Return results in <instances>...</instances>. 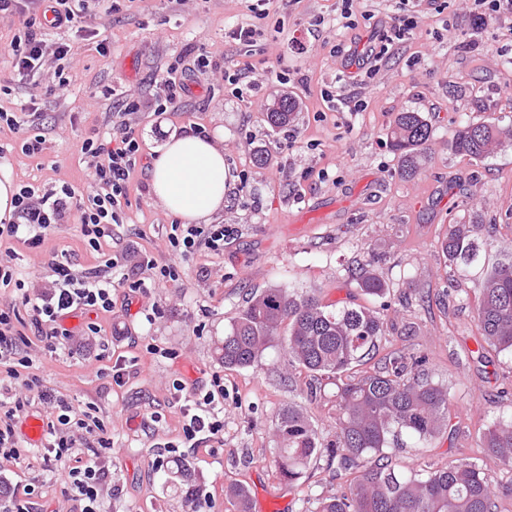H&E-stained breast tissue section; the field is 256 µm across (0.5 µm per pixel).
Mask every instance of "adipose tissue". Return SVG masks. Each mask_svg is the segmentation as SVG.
Masks as SVG:
<instances>
[{
    "instance_id": "1",
    "label": "adipose tissue",
    "mask_w": 512,
    "mask_h": 512,
    "mask_svg": "<svg viewBox=\"0 0 512 512\" xmlns=\"http://www.w3.org/2000/svg\"><path fill=\"white\" fill-rule=\"evenodd\" d=\"M227 180L223 149L192 133L171 136L152 165L155 199L185 224L209 222L223 209Z\"/></svg>"
}]
</instances>
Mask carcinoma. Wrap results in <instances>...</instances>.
<instances>
[{"mask_svg":"<svg viewBox=\"0 0 512 512\" xmlns=\"http://www.w3.org/2000/svg\"><path fill=\"white\" fill-rule=\"evenodd\" d=\"M264 121L273 129L293 122L296 100L278 99ZM400 159L399 173H419L431 128L418 112L398 113L389 131ZM512 146V121L507 117L467 123L455 132L451 147L474 160H484ZM496 233L494 224H451L439 241L438 257L451 268L450 287L442 299H458L456 283L479 255L478 241ZM384 254L368 248L365 259L348 270L360 290L381 299L380 307H333L310 291L266 288L250 294L246 304L214 343V352L227 369L254 365L266 350L283 343L288 366L307 374V395L323 397L333 384L336 440L324 442L301 406L284 405L277 413L273 443L279 474L290 483L306 477L314 462L345 481L348 491L318 496L311 512H502L512 499V419L485 424L477 447L445 468L425 466L405 474L389 460V445L402 434L428 441L448 428V387L434 380L426 355L393 347L384 301L389 287L377 273ZM476 353H512V261L503 263L482 280L477 302ZM493 458L501 473L480 461ZM185 501L200 512L193 475L182 458H169L162 467ZM230 512H251L245 486L224 490Z\"/></svg>","mask_w":512,"mask_h":512,"instance_id":"1","label":"carcinoma"}]
</instances>
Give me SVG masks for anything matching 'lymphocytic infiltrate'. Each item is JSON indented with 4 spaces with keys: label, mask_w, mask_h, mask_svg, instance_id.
<instances>
[{
    "label": "lymphocytic infiltrate",
    "mask_w": 512,
    "mask_h": 512,
    "mask_svg": "<svg viewBox=\"0 0 512 512\" xmlns=\"http://www.w3.org/2000/svg\"><path fill=\"white\" fill-rule=\"evenodd\" d=\"M42 0H0V16L21 15L22 35L14 37L8 48L11 64L21 79L33 85H46L48 92L63 93L68 87L66 69L72 56L70 44L51 37L43 26L38 9ZM208 55L190 54L170 64L156 78L155 109L158 112H182L187 108L186 87L180 73L207 74ZM139 97L126 95L123 106L112 115L114 135L108 141L86 138L81 152L87 163L91 190L81 193L69 184L41 190L31 184L21 185L13 198L11 219L0 220V244L19 242L30 249L40 248L53 225L76 218L81 233L91 247L111 236L113 226L122 224L130 205V180L143 159L140 142L127 118L140 111ZM41 112L36 105L21 113L0 112V128L19 133L13 143H0V158L14 151L32 156L42 153L46 140L41 132ZM227 230L220 224H173L168 235L173 254L188 259L200 250L223 253ZM118 259L105 254L92 271L75 273L69 260H55V275L50 292L31 295L24 280L18 278L10 259L0 257V288L8 295L0 300V369L10 381L0 398V464L24 462L28 450L18 431V423L28 404L27 395L37 392L51 404L54 420L46 424L41 458L49 470L61 473L76 512H104V498L112 493V480L103 459L112 447L103 420L94 407L80 410L67 399L44 390L39 376L32 373L33 340L48 348L65 344L70 337L62 328L63 317L82 309L113 311L116 305L113 287L130 292L143 291L146 281L113 279ZM26 310L34 328L33 337L16 330L19 310ZM192 406L185 413L183 434L187 441L199 444L224 432V384L213 379L207 391L190 393Z\"/></svg>",
    "instance_id": "1"
}]
</instances>
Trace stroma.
I'll use <instances>...</instances> for the list:
<instances>
[{
	"instance_id": "obj_1",
	"label": "stroma",
	"mask_w": 512,
	"mask_h": 512,
	"mask_svg": "<svg viewBox=\"0 0 512 512\" xmlns=\"http://www.w3.org/2000/svg\"><path fill=\"white\" fill-rule=\"evenodd\" d=\"M473 8L472 0H443L439 13L420 19L361 89L368 106L360 112L327 107L321 92L348 84L339 49L382 34L383 23L399 14L397 0H362L352 28L343 25L342 0H291L266 18L240 0H121L90 31L60 30L73 48L63 96L25 83L0 95L7 112L37 98L46 138L40 156L17 151L0 162V179L47 190L86 187L82 141L109 131L122 92L141 94L142 110L130 124L142 143L144 169L130 184L131 205L105 251L123 254L121 270L130 279L146 277V260L176 263L179 278L147 289L127 310L71 313L62 324L73 330L72 339L35 361L46 388L74 406L94 404L106 425L112 440L106 512H186L183 493L153 468L172 453L191 464L205 512H229L224 488L230 483L247 487L252 512H303L304 499L339 490V480L322 466L291 484L273 461L272 429L285 404L303 407L325 436L335 432L329 405L307 396L306 373L289 371L279 346L251 367L227 369L216 361L213 342L249 294L263 288L312 290L340 306L369 304L346 268L371 245L386 255L379 273L392 293L412 291L409 305L395 302L387 312L391 339L424 352L435 380L453 394L450 431L427 442L402 436L393 454L397 467L447 466L485 423L512 417V354L477 361L471 355L476 298L437 300L448 285L437 243L449 225L497 227L463 282L471 293L488 269L512 260V147L482 161L451 147L464 122L512 116V20L476 31ZM241 27L255 29L253 46L234 40ZM189 47L208 52L216 69L196 79L186 111L155 112L157 74ZM228 67L251 73L258 88L232 96L224 85ZM283 94L296 99L297 115L275 132L262 114ZM407 111L422 113L432 130L425 165L412 178L398 174L388 139L396 115ZM194 126L222 137L233 179L219 221L230 234L223 254L203 251L178 262L168 247L173 218L152 199L150 167L171 135ZM257 149L269 152L261 167L253 161ZM14 250L23 278L39 288L51 284L53 254L65 253L80 272L97 266L102 254L72 222L48 231L43 252L19 243ZM154 305L158 315L145 320L143 309ZM91 323L99 335H86ZM118 364L127 372L120 384L113 378ZM216 376L224 381V434L190 446L182 432L184 397L173 383L205 390ZM0 482L34 488L54 512H69L63 482L45 471L37 453L21 467L1 470Z\"/></svg>"
}]
</instances>
